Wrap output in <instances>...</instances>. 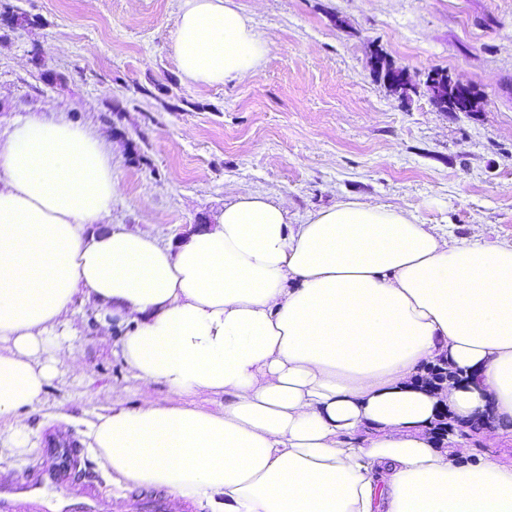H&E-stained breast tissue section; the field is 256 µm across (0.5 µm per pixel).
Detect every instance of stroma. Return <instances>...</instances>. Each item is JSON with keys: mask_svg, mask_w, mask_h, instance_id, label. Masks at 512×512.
<instances>
[{"mask_svg": "<svg viewBox=\"0 0 512 512\" xmlns=\"http://www.w3.org/2000/svg\"><path fill=\"white\" fill-rule=\"evenodd\" d=\"M23 22L0 37V132L28 112H60L112 147V223L180 241L248 192L280 194L291 219L348 197L408 209L459 238L512 243V0H235L272 50L252 77L185 81L170 34L179 0H10ZM382 51L415 86L399 99L370 66ZM474 87L473 112H440L429 72ZM60 374L27 418L31 451L4 457L23 480L46 440L74 438L76 484L109 512L151 488L113 483L87 425L124 405L166 403L129 373L78 306ZM82 366H68L70 354Z\"/></svg>", "mask_w": 512, "mask_h": 512, "instance_id": "1", "label": "stroma"}]
</instances>
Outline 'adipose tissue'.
<instances>
[{"label": "adipose tissue", "mask_w": 512, "mask_h": 512, "mask_svg": "<svg viewBox=\"0 0 512 512\" xmlns=\"http://www.w3.org/2000/svg\"><path fill=\"white\" fill-rule=\"evenodd\" d=\"M186 81L250 76L270 47L234 0H181ZM112 152L90 128L31 112L0 137V420L59 374L77 304L124 325L135 379L168 404L123 405L90 446L117 482L224 512H512V464L428 435L440 416L512 423V243L457 239L357 199L291 223L267 192L225 203L177 246L110 224ZM446 364L461 382L415 378ZM223 397L220 411L190 395Z\"/></svg>", "instance_id": "obj_1"}]
</instances>
